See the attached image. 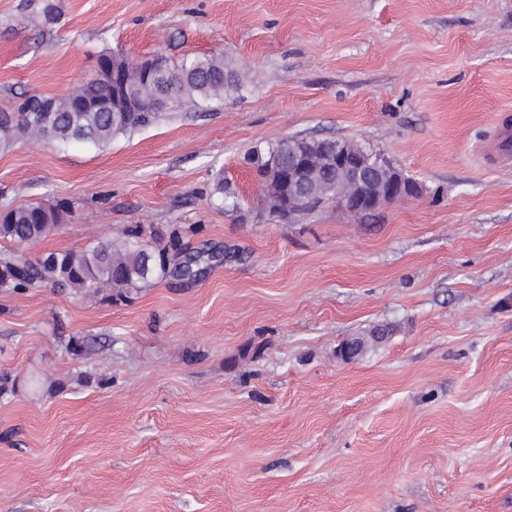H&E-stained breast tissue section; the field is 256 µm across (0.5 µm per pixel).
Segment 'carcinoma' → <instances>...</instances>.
<instances>
[{
  "label": "carcinoma",
  "instance_id": "obj_1",
  "mask_svg": "<svg viewBox=\"0 0 512 512\" xmlns=\"http://www.w3.org/2000/svg\"><path fill=\"white\" fill-rule=\"evenodd\" d=\"M124 79L135 89L136 101L123 112H74L71 98H105L109 86L95 79L72 87L62 95H31L13 111L0 110V151L6 152L19 142H83L102 145L117 133L129 132L154 124L165 112L204 111L224 102V92L238 88L239 79L224 62V53L196 55L178 63L165 61V70L149 73L136 63H128ZM282 142L267 150H255L254 160L267 183L266 200L270 211L283 212L288 186L280 181L271 159L282 154ZM315 172L313 192L299 207L300 215L323 204L331 197L341 203L351 190L345 177L339 178L342 193L329 187L331 171L318 154H313ZM63 204L47 206L30 203L4 211L0 218V239L18 244L39 242L55 231L63 219ZM180 234H169L163 247L143 238L132 229L120 241L107 239L83 250L50 251L31 261L21 254L0 256V283L15 292L44 285L69 286L78 291L109 288L118 294L140 288L166 277L170 264L180 252Z\"/></svg>",
  "mask_w": 512,
  "mask_h": 512
}]
</instances>
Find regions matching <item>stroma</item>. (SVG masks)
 <instances>
[{
	"label": "stroma",
	"mask_w": 512,
	"mask_h": 512,
	"mask_svg": "<svg viewBox=\"0 0 512 512\" xmlns=\"http://www.w3.org/2000/svg\"><path fill=\"white\" fill-rule=\"evenodd\" d=\"M45 1L0 0V109L103 54L220 52L241 86L104 145L0 152V207L69 206L0 252L137 227L201 257L121 296L0 288V512H512V0H53L30 25ZM296 135L420 192L279 218L250 158Z\"/></svg>",
	"instance_id": "obj_1"
}]
</instances>
